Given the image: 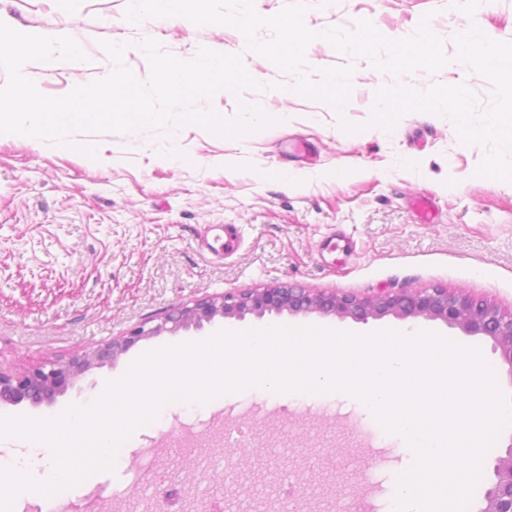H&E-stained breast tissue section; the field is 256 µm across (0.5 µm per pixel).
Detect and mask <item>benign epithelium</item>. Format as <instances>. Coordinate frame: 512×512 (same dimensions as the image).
<instances>
[{"mask_svg":"<svg viewBox=\"0 0 512 512\" xmlns=\"http://www.w3.org/2000/svg\"><path fill=\"white\" fill-rule=\"evenodd\" d=\"M318 313L340 320L367 323L386 316L441 321L466 336L491 341L512 384V308L473 294L465 288L430 286L369 296L343 291L311 290L294 285H273L207 295L178 306L153 326L140 325L111 341L67 359L32 366L20 372L0 370V401H52L96 366L116 360L142 340L189 327H201L217 318L242 320L251 315ZM494 478L486 489L479 512H512V443L495 459Z\"/></svg>","mask_w":512,"mask_h":512,"instance_id":"1","label":"benign epithelium"}]
</instances>
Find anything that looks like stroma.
<instances>
[{
    "label": "stroma",
    "mask_w": 512,
    "mask_h": 512,
    "mask_svg": "<svg viewBox=\"0 0 512 512\" xmlns=\"http://www.w3.org/2000/svg\"><path fill=\"white\" fill-rule=\"evenodd\" d=\"M308 2L309 28L350 31L367 19L391 39L413 34L431 14L430 29L451 62L434 74L403 76V84L463 83L483 107L491 85L455 62L453 37L474 24L491 39L512 41V0H484L471 18L452 0ZM128 3L74 0L63 14L55 0H0V20L23 33L64 32L82 45L87 59L73 67L25 64L44 95L59 97L73 81L108 74L105 40L126 44L125 65L147 80L138 43L152 38L181 59L203 47L241 55L260 90L218 94L198 106L232 119L244 102L275 123L239 138L196 125L161 140L148 128L78 132L67 147L0 136V369L90 350L228 290L296 284L364 296L443 285L512 305V184L476 176L485 149L461 144L449 117L411 112L388 131L370 125L376 92L394 77L323 40L306 50L310 68L355 66L343 110L303 96L275 103L273 84L292 85L294 76L247 52L237 29L184 18L132 24L123 17ZM345 121L359 132H345ZM85 143L96 146L97 159L79 152ZM419 197L430 204V220L413 208ZM229 224L238 242L228 252ZM277 322L358 335L438 334L479 349L512 402V384L485 338L440 321L390 316L364 324L286 313L151 337L53 402L0 403V417L46 419L89 407L148 352ZM415 462L402 434L377 427L353 396L299 394L280 404L247 387L215 405L164 404L118 447L112 469L65 488L63 498L66 512H87L96 501L142 512L160 483L173 482L184 488V512L216 502L224 512H392L398 479Z\"/></svg>",
    "instance_id": "1"
}]
</instances>
